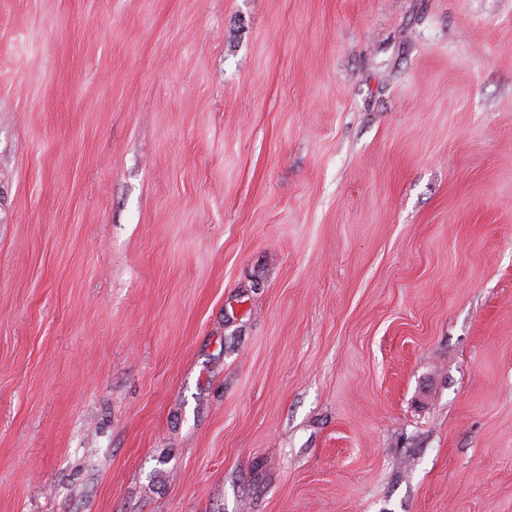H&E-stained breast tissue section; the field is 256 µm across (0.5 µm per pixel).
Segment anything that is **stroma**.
<instances>
[{
  "label": "stroma",
  "instance_id": "obj_1",
  "mask_svg": "<svg viewBox=\"0 0 512 512\" xmlns=\"http://www.w3.org/2000/svg\"><path fill=\"white\" fill-rule=\"evenodd\" d=\"M0 512H512V0H0Z\"/></svg>",
  "mask_w": 512,
  "mask_h": 512
}]
</instances>
